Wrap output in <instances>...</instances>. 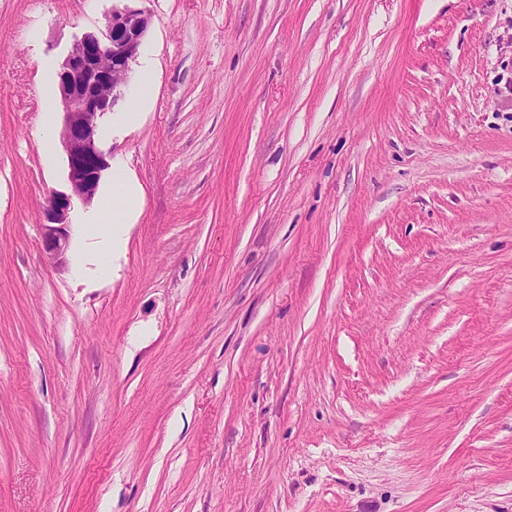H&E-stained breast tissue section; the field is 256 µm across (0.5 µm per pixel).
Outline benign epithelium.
Here are the masks:
<instances>
[{"mask_svg":"<svg viewBox=\"0 0 512 512\" xmlns=\"http://www.w3.org/2000/svg\"><path fill=\"white\" fill-rule=\"evenodd\" d=\"M150 18L142 9L114 6L104 28L74 43L57 73L64 105L61 143L67 157L68 191L50 195L43 224L44 251L53 263L66 264L74 201L90 202L109 168L99 146L98 119L111 111L126 84L131 63Z\"/></svg>","mask_w":512,"mask_h":512,"instance_id":"benign-epithelium-1","label":"benign epithelium"}]
</instances>
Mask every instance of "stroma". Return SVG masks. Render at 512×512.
Masks as SVG:
<instances>
[{
	"label": "stroma",
	"mask_w": 512,
	"mask_h": 512,
	"mask_svg": "<svg viewBox=\"0 0 512 512\" xmlns=\"http://www.w3.org/2000/svg\"><path fill=\"white\" fill-rule=\"evenodd\" d=\"M114 3L0 0V512H512V0H139L92 278L42 224ZM141 73H142V90L140 93V101L137 109L129 112H120L115 120L112 116V128L113 121L115 128H132L135 125L136 119L139 116V109L150 101V75L153 73L154 65L151 60L144 58L141 61ZM140 202L139 187L131 172L122 166H112L110 189L98 207L84 218L93 239L76 258V263L86 274L102 277L103 273L94 267V252L97 250L116 251L126 241L127 227L133 224V217Z\"/></svg>",
	"instance_id": "stroma-1"
}]
</instances>
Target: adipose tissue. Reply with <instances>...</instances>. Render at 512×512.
I'll return each mask as SVG.
<instances>
[{
	"mask_svg": "<svg viewBox=\"0 0 512 512\" xmlns=\"http://www.w3.org/2000/svg\"><path fill=\"white\" fill-rule=\"evenodd\" d=\"M139 202V187L131 172L122 166L113 167L108 193L84 219L91 241L76 259L79 268L86 270L93 266L95 251L113 252L123 246L127 227L133 222Z\"/></svg>",
	"mask_w": 512,
	"mask_h": 512,
	"instance_id": "1",
	"label": "adipose tissue"
}]
</instances>
